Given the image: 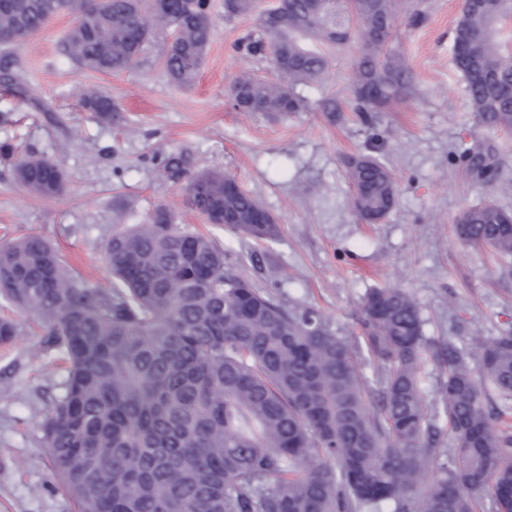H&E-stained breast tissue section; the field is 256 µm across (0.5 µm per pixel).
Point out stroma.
<instances>
[{
    "label": "stroma",
    "mask_w": 512,
    "mask_h": 512,
    "mask_svg": "<svg viewBox=\"0 0 512 512\" xmlns=\"http://www.w3.org/2000/svg\"><path fill=\"white\" fill-rule=\"evenodd\" d=\"M425 21L397 24L392 41L414 76L412 91L386 111L355 112V45L318 83L298 86L305 112L244 116L224 90L242 72L269 79L268 60L251 58L239 40L254 15L226 19L211 0L212 41L192 84L173 82L163 65L170 34L147 44L139 63L120 73L79 66L66 51L76 15L62 10L23 42L1 45L28 95L0 85V144L57 164L63 192L41 198L25 190L0 160V243L28 234L48 240L61 260L100 287L110 277L103 247L117 222L136 224L165 207L223 246L228 264L256 288L290 306L322 313L332 331L355 342L352 315L368 289L397 287L416 299L426 351L420 383L428 415L452 446L439 395L442 349H471L481 338L512 331V260L460 241L464 208L495 198L512 211V193L490 194L454 161L461 141L491 139L504 176L512 177V132L477 125L464 80L452 62V32L461 0H421ZM109 96L110 120L82 105L86 89ZM180 153L189 172L215 169L258 196L279 228L256 240L208 223L186 204L185 180H172L159 157ZM370 153L392 170L397 206L379 223L352 212L344 162ZM18 333L0 345V512H75L56 476L38 427L63 392L64 368L41 346L40 330L14 313Z\"/></svg>",
    "instance_id": "stroma-1"
}]
</instances>
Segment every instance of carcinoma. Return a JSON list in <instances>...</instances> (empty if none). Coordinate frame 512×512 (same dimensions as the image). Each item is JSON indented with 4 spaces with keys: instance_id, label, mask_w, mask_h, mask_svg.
Wrapping results in <instances>:
<instances>
[{
    "instance_id": "carcinoma-1",
    "label": "carcinoma",
    "mask_w": 512,
    "mask_h": 512,
    "mask_svg": "<svg viewBox=\"0 0 512 512\" xmlns=\"http://www.w3.org/2000/svg\"><path fill=\"white\" fill-rule=\"evenodd\" d=\"M404 0H281L279 23L261 13L239 48L267 57L274 80L243 74L230 87L240 112L307 108L296 92L325 75L358 43L356 111L382 112L409 92L413 74L391 50ZM256 0H224V16L250 14ZM63 9L79 14L68 52L86 69L135 66L144 46L172 30L165 68L179 84L196 78L212 37L210 0H3L0 35L39 32ZM512 0L461 6L453 61L475 120L512 131V43L500 38ZM84 106L102 117L118 107L95 90ZM492 141L454 151L466 170L512 192ZM20 184L59 194L61 169L15 156ZM177 180L185 159L170 153ZM352 211L375 224L398 203L380 158L345 160ZM191 206L208 221L259 240L278 235L259 199L222 171L188 178ZM457 235L512 257V213L493 202L464 209ZM103 262L112 287L78 281L36 234L0 244V299L45 331L61 355L64 392L41 430L77 512H512V332L469 353L450 344L439 393L454 447L438 460L439 433L426 413L420 364L426 343L419 306L402 288H373L354 314L358 345L336 336L310 309L287 307L225 265L224 248L173 223L158 207L142 224H116ZM370 372H365V369Z\"/></svg>"
}]
</instances>
